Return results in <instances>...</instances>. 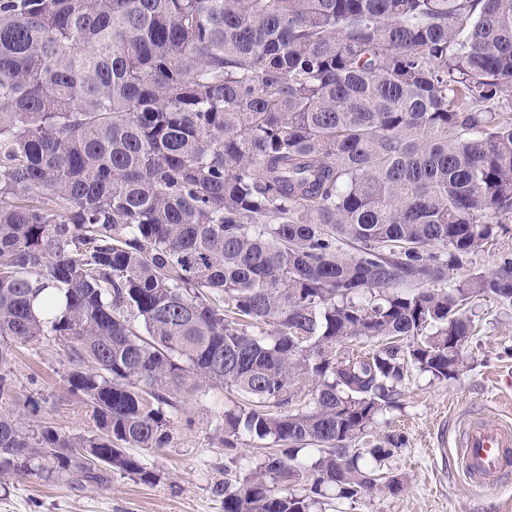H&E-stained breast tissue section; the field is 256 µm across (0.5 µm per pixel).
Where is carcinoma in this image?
I'll use <instances>...</instances> for the list:
<instances>
[{"mask_svg": "<svg viewBox=\"0 0 512 512\" xmlns=\"http://www.w3.org/2000/svg\"><path fill=\"white\" fill-rule=\"evenodd\" d=\"M512 0H0V478L160 475L217 412L224 512L399 493L376 424L466 368L512 223ZM49 338L94 430L3 404ZM262 441L256 462L241 438ZM504 256L512 257V223L506 224V230H500L491 244L471 257V262L458 275H466L476 271H488L500 262Z\"/></svg>", "mask_w": 512, "mask_h": 512, "instance_id": "carcinoma-1", "label": "carcinoma"}]
</instances>
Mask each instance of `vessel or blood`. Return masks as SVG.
Segmentation results:
<instances>
[{"label": "vessel or blood", "instance_id": "b4317fda", "mask_svg": "<svg viewBox=\"0 0 512 512\" xmlns=\"http://www.w3.org/2000/svg\"><path fill=\"white\" fill-rule=\"evenodd\" d=\"M458 459L472 490L495 494L512 475V425L468 422L460 438Z\"/></svg>", "mask_w": 512, "mask_h": 512}]
</instances>
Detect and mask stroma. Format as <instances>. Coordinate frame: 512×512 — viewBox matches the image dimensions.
<instances>
[{
    "instance_id": "1",
    "label": "stroma",
    "mask_w": 512,
    "mask_h": 512,
    "mask_svg": "<svg viewBox=\"0 0 512 512\" xmlns=\"http://www.w3.org/2000/svg\"><path fill=\"white\" fill-rule=\"evenodd\" d=\"M480 332L464 350L467 368L458 380L439 382L411 373L392 412L390 427L406 446L390 461L406 479L398 494H377L339 512H512V484L496 495H479L462 481L457 448L462 425L471 418L512 421V303L477 300L472 308ZM58 346L49 339L20 347L13 364L18 395L33 394L39 420L59 433H90L85 405L63 379ZM223 400L193 403L191 425H179L163 449H139L148 468L160 475L144 484L113 474L108 488L77 486L33 476L0 479V512H224L223 446L215 413Z\"/></svg>"
}]
</instances>
